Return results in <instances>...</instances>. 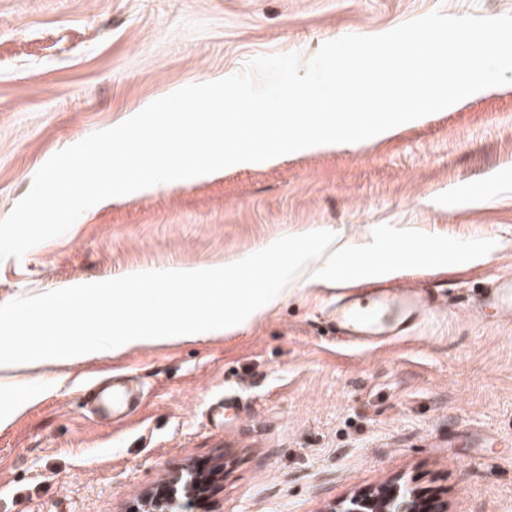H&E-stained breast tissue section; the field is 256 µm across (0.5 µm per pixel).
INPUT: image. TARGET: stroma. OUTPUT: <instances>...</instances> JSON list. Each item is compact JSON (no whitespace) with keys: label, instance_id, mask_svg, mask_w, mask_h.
Segmentation results:
<instances>
[{"label":"stroma","instance_id":"obj_1","mask_svg":"<svg viewBox=\"0 0 512 512\" xmlns=\"http://www.w3.org/2000/svg\"><path fill=\"white\" fill-rule=\"evenodd\" d=\"M436 11L496 17L512 0H0V220L53 154L155 99ZM384 224L495 246L428 269L450 294L396 340L338 342L336 285L318 279L230 336L28 371L0 389V408L26 398L0 425V512H133L196 465L220 474L191 512H329L387 485L512 512V316L478 303L512 273V84L380 138L103 202L0 261V305L138 267H219L314 230L363 245ZM111 374L144 388L115 423L84 404Z\"/></svg>","mask_w":512,"mask_h":512}]
</instances>
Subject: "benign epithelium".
Instances as JSON below:
<instances>
[{"label": "benign epithelium", "instance_id": "1", "mask_svg": "<svg viewBox=\"0 0 512 512\" xmlns=\"http://www.w3.org/2000/svg\"><path fill=\"white\" fill-rule=\"evenodd\" d=\"M145 504V512H187L185 503L177 498V489L171 485L147 497ZM330 512H448V501L393 485L355 495Z\"/></svg>", "mask_w": 512, "mask_h": 512}]
</instances>
